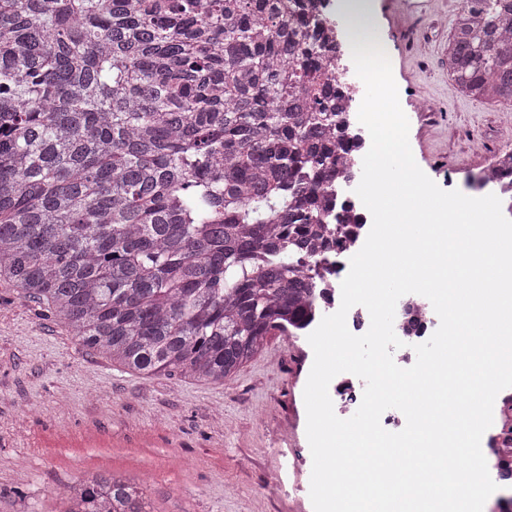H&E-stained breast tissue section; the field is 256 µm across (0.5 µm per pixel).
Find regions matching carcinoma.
I'll use <instances>...</instances> for the list:
<instances>
[{"mask_svg": "<svg viewBox=\"0 0 512 512\" xmlns=\"http://www.w3.org/2000/svg\"><path fill=\"white\" fill-rule=\"evenodd\" d=\"M285 0H0V276L80 345L212 384L317 314L347 132ZM458 90L512 100V0H462ZM65 512H151L118 472Z\"/></svg>", "mask_w": 512, "mask_h": 512, "instance_id": "cac0c4a2", "label": "carcinoma"}]
</instances>
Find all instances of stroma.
<instances>
[{"label": "stroma", "mask_w": 512, "mask_h": 512, "mask_svg": "<svg viewBox=\"0 0 512 512\" xmlns=\"http://www.w3.org/2000/svg\"><path fill=\"white\" fill-rule=\"evenodd\" d=\"M461 2L378 0L376 31L417 165L463 192L503 147L512 100L457 91L448 42ZM313 360L307 338L276 336L220 385L144 377L80 346L0 277V512H63L67 485L112 471L143 484L151 512H313L303 398Z\"/></svg>", "instance_id": "1"}]
</instances>
